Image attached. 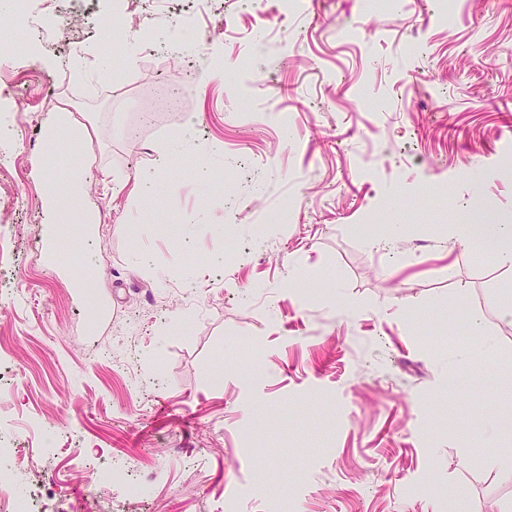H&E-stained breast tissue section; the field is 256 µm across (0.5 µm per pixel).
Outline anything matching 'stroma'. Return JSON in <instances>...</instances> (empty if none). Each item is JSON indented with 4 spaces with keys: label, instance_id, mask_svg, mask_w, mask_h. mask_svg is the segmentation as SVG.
I'll return each mask as SVG.
<instances>
[{
    "label": "stroma",
    "instance_id": "1",
    "mask_svg": "<svg viewBox=\"0 0 512 512\" xmlns=\"http://www.w3.org/2000/svg\"><path fill=\"white\" fill-rule=\"evenodd\" d=\"M398 4L165 0L168 82L99 23L144 0H54L78 18L33 65L0 45V432L43 495L95 512L77 448L113 493L150 473L136 512L512 508L487 454L512 448V268L448 235L480 200L512 218V0H465L451 29ZM59 112L84 142H49ZM50 153L57 179L87 170L92 236L50 209Z\"/></svg>",
    "mask_w": 512,
    "mask_h": 512
}]
</instances>
